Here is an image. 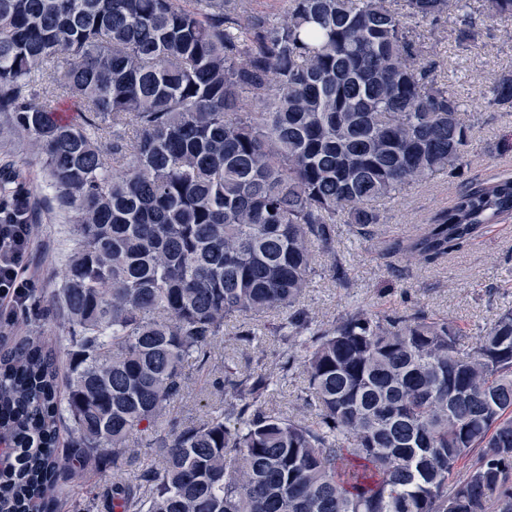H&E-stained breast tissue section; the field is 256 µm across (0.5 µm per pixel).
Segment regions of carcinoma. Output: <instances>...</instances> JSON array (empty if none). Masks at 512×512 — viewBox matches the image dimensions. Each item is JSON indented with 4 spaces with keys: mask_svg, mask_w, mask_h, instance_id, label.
I'll return each mask as SVG.
<instances>
[{
    "mask_svg": "<svg viewBox=\"0 0 512 512\" xmlns=\"http://www.w3.org/2000/svg\"><path fill=\"white\" fill-rule=\"evenodd\" d=\"M242 2L0 0V139L32 138L76 243L50 300L66 335L0 348V512H83L108 460L133 471L111 512H512V308L466 345L421 310L316 324L302 307L315 248L342 267L336 217L369 235L377 202L469 164L461 101L406 22L453 14L464 46L466 0H287L238 33ZM490 94L512 108V74ZM510 217L503 177L394 251L434 263ZM37 220L1 165L0 224ZM269 313L278 370L226 367L232 396L169 424L186 367L233 320L259 347ZM297 370V412L269 407Z\"/></svg>",
    "mask_w": 512,
    "mask_h": 512,
    "instance_id": "carcinoma-1",
    "label": "carcinoma"
}]
</instances>
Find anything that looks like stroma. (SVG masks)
Here are the masks:
<instances>
[{
    "label": "stroma",
    "mask_w": 512,
    "mask_h": 512,
    "mask_svg": "<svg viewBox=\"0 0 512 512\" xmlns=\"http://www.w3.org/2000/svg\"><path fill=\"white\" fill-rule=\"evenodd\" d=\"M468 13L476 35L464 49L455 39L454 18L436 24L413 19L409 25L436 42L437 80L463 100L462 118L472 128L471 163L381 203V222L370 237H360L349 225L337 224L336 251L345 262L348 284L340 286L330 272V258L317 253L312 283L303 299L315 322H331L351 305L375 311L421 309L448 317L470 340L512 307V218L486 226L463 247L431 265L406 261L387 250L391 242L412 237L437 212L451 207L464 189L512 177V149L503 146L504 137L512 136V109L487 103L491 80L512 72V17L488 19L484 0H469ZM5 161L26 177L41 206L28 274L37 282L43 312L19 317L13 333L18 337L60 336L64 328L53 318L49 300L62 284L65 259L74 246L71 226L50 209L41 163L26 136L0 143V163ZM235 330V323H228L225 338L215 344L211 360L188 367V392L175 405L172 423L202 419L219 405L222 395L213 381L225 368L243 370L259 358L271 368L279 361L282 344L278 337L265 334L260 350H245L234 344Z\"/></svg>",
    "instance_id": "stroma-1"
}]
</instances>
